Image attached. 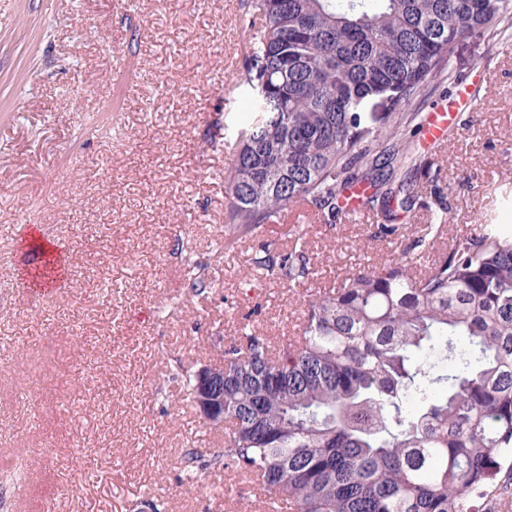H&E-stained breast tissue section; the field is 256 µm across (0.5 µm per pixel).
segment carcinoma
<instances>
[{
  "instance_id": "1",
  "label": "carcinoma",
  "mask_w": 512,
  "mask_h": 512,
  "mask_svg": "<svg viewBox=\"0 0 512 512\" xmlns=\"http://www.w3.org/2000/svg\"><path fill=\"white\" fill-rule=\"evenodd\" d=\"M261 25L238 76L245 124L225 177L224 234L278 224L297 200L325 223L340 190L365 185L398 227L422 204L398 111L443 74L452 41L490 28L512 0H256ZM391 90L383 123L364 115ZM268 244L253 268L286 282L311 258ZM188 287L210 286L195 264ZM207 369L224 379V451L186 467L232 468L289 512H471L478 493L512 490V228L488 224L415 274L406 258L311 293L293 336L245 326Z\"/></svg>"
}]
</instances>
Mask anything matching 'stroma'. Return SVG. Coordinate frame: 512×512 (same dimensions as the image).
I'll return each instance as SVG.
<instances>
[{"mask_svg":"<svg viewBox=\"0 0 512 512\" xmlns=\"http://www.w3.org/2000/svg\"><path fill=\"white\" fill-rule=\"evenodd\" d=\"M255 0H0V494L6 512H264L230 471L188 478L184 455L222 450L183 374L221 361L242 324L295 331L308 294L389 258L413 269L477 224H512V14L458 41L409 112L473 91L418 174L448 221L425 251L405 234L298 216L243 240L221 232L227 142L243 94ZM64 252L61 280L30 295L32 233ZM303 237L293 285L249 276L262 245ZM210 288L191 293L190 263ZM24 478L15 479L16 470Z\"/></svg>","mask_w":512,"mask_h":512,"instance_id":"1","label":"stroma"}]
</instances>
